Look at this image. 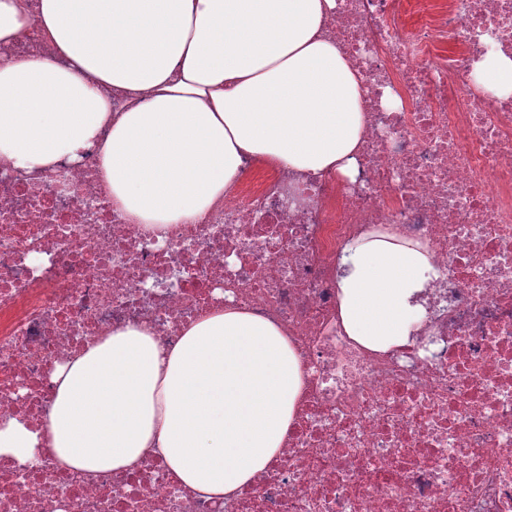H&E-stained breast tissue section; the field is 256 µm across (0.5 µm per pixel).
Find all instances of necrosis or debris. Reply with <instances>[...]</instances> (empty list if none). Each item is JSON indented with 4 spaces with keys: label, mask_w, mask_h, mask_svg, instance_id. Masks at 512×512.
Listing matches in <instances>:
<instances>
[{
    "label": "necrosis or debris",
    "mask_w": 512,
    "mask_h": 512,
    "mask_svg": "<svg viewBox=\"0 0 512 512\" xmlns=\"http://www.w3.org/2000/svg\"><path fill=\"white\" fill-rule=\"evenodd\" d=\"M323 33L367 91L350 177L243 162L203 216L157 230L113 207L98 146L30 174L0 159V419L45 429L55 369L129 325L171 347L232 307L274 323L303 390L279 452L229 498L145 451L88 477L0 456V512H512V0H337ZM4 60L58 62L39 28ZM374 232L434 273L405 345L347 335L336 264ZM484 70L495 75L498 87L495 94L512 93V59L499 54H489L483 63Z\"/></svg>",
    "instance_id": "necrosis-or-debris-1"
}]
</instances>
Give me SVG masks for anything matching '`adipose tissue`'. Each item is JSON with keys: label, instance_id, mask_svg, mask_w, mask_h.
<instances>
[{"label": "adipose tissue", "instance_id": "ef3b65f1", "mask_svg": "<svg viewBox=\"0 0 512 512\" xmlns=\"http://www.w3.org/2000/svg\"><path fill=\"white\" fill-rule=\"evenodd\" d=\"M336 0H0V43L31 26L63 64H0V158L29 171L98 145L112 202L136 224L203 216L245 158L351 175L365 130L361 80L320 30ZM145 93L113 111L105 89ZM428 249L392 234L346 248L336 273L352 339L407 343L423 314ZM46 430L0 419V455L49 448L90 476L160 454L187 486L232 496L278 452L299 399L297 358L272 322L227 308L161 345L112 332L52 377Z\"/></svg>", "mask_w": 512, "mask_h": 512}]
</instances>
